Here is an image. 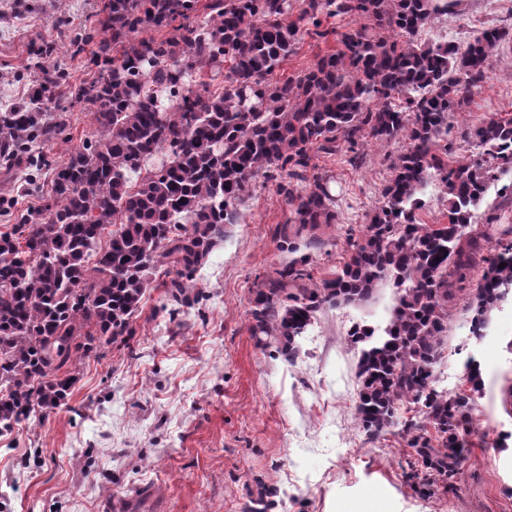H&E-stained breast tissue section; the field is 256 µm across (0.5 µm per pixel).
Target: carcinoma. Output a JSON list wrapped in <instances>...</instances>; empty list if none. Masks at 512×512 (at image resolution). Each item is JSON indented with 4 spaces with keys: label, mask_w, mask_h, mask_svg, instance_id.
Here are the masks:
<instances>
[{
    "label": "carcinoma",
    "mask_w": 512,
    "mask_h": 512,
    "mask_svg": "<svg viewBox=\"0 0 512 512\" xmlns=\"http://www.w3.org/2000/svg\"><path fill=\"white\" fill-rule=\"evenodd\" d=\"M198 2L105 0L101 29L85 30L70 47L78 55L100 31H112L121 50L113 54L103 41L91 57L107 76L80 86L64 81V69L51 62L54 45L46 43L28 101L0 114V166L23 185L50 166L42 146L65 131L64 123L45 121L54 94L87 104L101 128L52 169L40 217L20 214L12 231L0 234V433L32 406L53 408L65 399L74 377L58 371L87 356L96 337L133 335L129 319L149 271L175 269L172 297L188 300L252 183L281 179L286 223L297 229L282 233L280 247L294 254L303 230L336 223L335 198L311 151L345 150L354 164L366 138L404 139L407 149L393 163L371 223L361 236L346 233L340 270L308 288V273L298 268L306 258L288 261L257 294L252 335L279 339L291 360L322 306L365 301L393 280L399 296L383 333L360 325L349 333L363 344L356 414L377 437L395 425L401 405H419L423 419L402 429L421 463L413 477L430 488L455 476L471 397L437 392L429 376L448 337L453 291L471 289L470 332L481 339L490 313L512 290V227L494 240L471 224L483 184L512 170V118L466 128L464 141L482 149L478 162L457 154L448 114L481 86L489 57L512 48V28L489 24L464 48L421 46L414 38L456 0H302L295 21L287 20L289 0H207L200 23ZM322 13L345 20L343 30L322 28ZM361 18L369 24L351 27ZM302 22L310 25L307 35H333L339 48L307 72L277 79ZM146 29L161 36L138 38ZM389 32L406 41H389ZM226 61L224 89L192 82L193 74ZM158 152L165 160L142 172ZM430 171L448 195L445 224L418 218L422 175ZM118 213L120 228L98 247Z\"/></svg>",
    "instance_id": "obj_1"
}]
</instances>
